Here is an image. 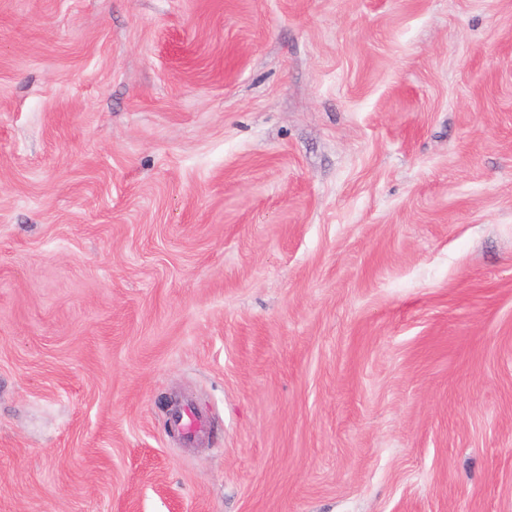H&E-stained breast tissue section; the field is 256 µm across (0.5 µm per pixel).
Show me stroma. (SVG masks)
I'll return each mask as SVG.
<instances>
[{
    "mask_svg": "<svg viewBox=\"0 0 512 512\" xmlns=\"http://www.w3.org/2000/svg\"><path fill=\"white\" fill-rule=\"evenodd\" d=\"M0 512H512V0H0ZM174 423L189 441L196 436L206 434L210 428L209 420L196 414L188 406L180 408L174 418Z\"/></svg>",
    "mask_w": 512,
    "mask_h": 512,
    "instance_id": "1",
    "label": "stroma"
}]
</instances>
